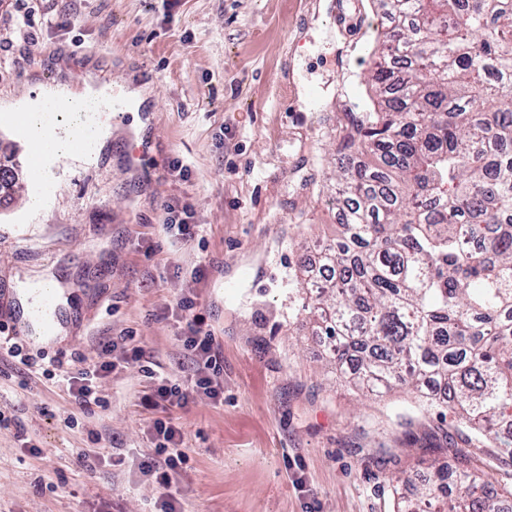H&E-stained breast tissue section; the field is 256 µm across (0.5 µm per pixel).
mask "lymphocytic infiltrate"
<instances>
[{"instance_id": "lymphocytic-infiltrate-1", "label": "lymphocytic infiltrate", "mask_w": 512, "mask_h": 512, "mask_svg": "<svg viewBox=\"0 0 512 512\" xmlns=\"http://www.w3.org/2000/svg\"><path fill=\"white\" fill-rule=\"evenodd\" d=\"M197 308L198 302L191 296L180 297L175 304L176 313L185 322L182 348L194 365V371L186 381L156 377L154 370L146 365L141 347L134 345L122 348L117 341L108 339L101 342L95 361H87L80 354L71 358L66 377L72 403L87 414L101 406L102 399L95 381L112 373L115 368L112 354L118 348L123 351L125 367L138 369L145 377L157 380L151 394L142 399L145 408L154 410L166 405L184 408L193 392L205 395L213 403H222L220 375L223 367L215 349V339L211 331L206 329L204 317L198 313ZM153 428L157 435L154 453L141 461L140 471L152 480L159 491L156 503L158 512H184L179 478L190 460L189 450L184 446L180 428L172 421L155 420Z\"/></svg>"}]
</instances>
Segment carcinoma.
<instances>
[{"label":"carcinoma","instance_id":"obj_1","mask_svg":"<svg viewBox=\"0 0 512 512\" xmlns=\"http://www.w3.org/2000/svg\"><path fill=\"white\" fill-rule=\"evenodd\" d=\"M391 25L345 139L378 164L336 168L342 239L299 314L322 319L336 376L359 388L432 383L512 465V0H380ZM424 472L426 512H512L483 470Z\"/></svg>","mask_w":512,"mask_h":512}]
</instances>
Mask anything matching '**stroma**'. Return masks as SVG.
I'll return each instance as SVG.
<instances>
[{
    "mask_svg": "<svg viewBox=\"0 0 512 512\" xmlns=\"http://www.w3.org/2000/svg\"><path fill=\"white\" fill-rule=\"evenodd\" d=\"M15 15L0 0V165L15 177L0 191V288L53 278L66 331L24 353L91 359L100 338L129 334L157 374L190 375L172 308L194 295L224 402L148 410L149 379L119 368L99 382L105 406L84 414L59 379L1 352L0 512H151L158 490L138 464L165 415L191 452L186 512H396L419 461L478 456L458 417L416 391L355 393L328 368L324 336L297 326L301 285L326 277L320 245L341 231L331 175L354 160L343 135L367 109L383 21L370 0H40L22 39ZM137 86L149 91L138 113L115 117L95 156L59 158L34 205L26 143L3 113L57 89ZM168 202L190 205L198 236L167 233ZM82 448L111 464L86 473Z\"/></svg>",
    "mask_w": 512,
    "mask_h": 512,
    "instance_id": "stroma-1",
    "label": "stroma"
}]
</instances>
